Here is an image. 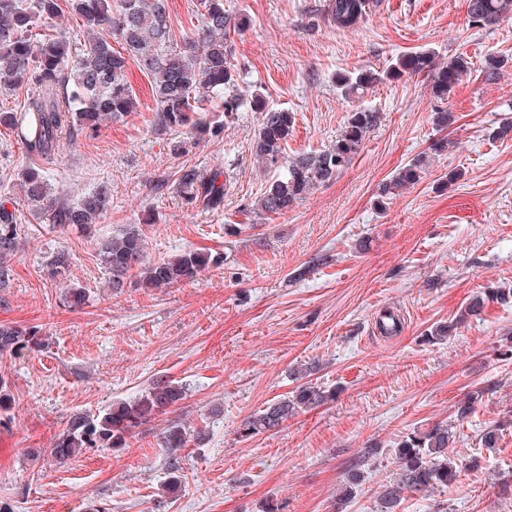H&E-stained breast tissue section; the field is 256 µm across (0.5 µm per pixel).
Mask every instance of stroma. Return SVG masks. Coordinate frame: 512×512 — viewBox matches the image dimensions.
Segmentation results:
<instances>
[{"instance_id":"1","label":"stroma","mask_w":512,"mask_h":512,"mask_svg":"<svg viewBox=\"0 0 512 512\" xmlns=\"http://www.w3.org/2000/svg\"><path fill=\"white\" fill-rule=\"evenodd\" d=\"M329 0H224L246 14L233 35L241 90L260 87L269 104L295 114L287 155L318 152L358 107L378 112L363 149L330 184L282 215L254 204L274 173L254 155L258 113L244 108L209 118L218 137L189 151L179 134H156V102L138 68L129 79L136 112L78 137L42 168L52 187L75 199L97 186L112 208L95 236L52 224L20 203L15 174L29 165L22 145L0 129V198L19 201L27 233L0 287V324L38 327V352L0 355V378L13 398L0 435V501L13 512H332L345 472L363 477L345 512H376L380 485L394 477V447L445 422L454 451L478 459L445 492L409 496L397 512H512L499 482L512 478V428L496 447L480 443L496 421L512 419V304L486 303L456 335L429 343L425 333L453 319L475 292L512 287V140L489 134L512 118V17L475 25L467 0H374L354 31L336 28ZM431 49L440 59L464 52L472 70L446 106L457 118L448 149L431 154L423 179L374 204L379 186L440 137L438 101L420 74L387 81L364 97L336 88L337 73L385 69L401 54ZM506 64L496 80L481 69ZM220 172L224 209L185 203L184 170ZM458 178L441 186L449 171ZM139 225L148 260L189 250L217 255L195 278L165 288H110L99 239ZM71 264L51 275L55 253ZM86 290L78 308L67 288ZM398 335L381 332L385 310ZM318 362L308 379L330 400L302 409L276 432L243 438L239 429L267 404L290 396L293 369ZM159 381L185 398L143 425L119 448L85 449L67 463L43 455L72 415L103 416ZM485 394L458 418L474 388ZM201 433L182 449L180 486L167 489L161 433L171 425ZM379 444L362 461L365 446Z\"/></svg>"}]
</instances>
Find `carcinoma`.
<instances>
[{"label":"carcinoma","mask_w":512,"mask_h":512,"mask_svg":"<svg viewBox=\"0 0 512 512\" xmlns=\"http://www.w3.org/2000/svg\"><path fill=\"white\" fill-rule=\"evenodd\" d=\"M82 20L83 43L78 44L54 27L53 20L63 9ZM369 8L368 0H331L328 10L336 27L357 28ZM472 22L493 23L512 15V0H468ZM198 26L176 39L168 0H0V93L26 88L19 112L0 110V127L16 134L26 154L51 160L66 145H74L79 135L93 137L107 121L118 120L136 111L137 99L129 80L130 64L149 79L157 103L153 127L160 134L189 130L194 136H216L221 129L206 117L204 104L224 98V111L243 106L261 116L255 137V157L267 170L286 167L283 175L269 182L256 203L260 214H284L295 208L314 188L331 183L363 147L366 136L377 125L378 113L357 109L336 141L324 150L284 159L285 146L292 135L294 113L268 106L265 95L237 92L235 64L231 62L230 34L245 29L249 19L224 8V0H198ZM117 43L121 49L113 48ZM471 73V60L458 53L439 63L432 51L401 55L383 71L361 69L336 74V85L348 97H358L374 85L403 76H431L432 94L440 102L448 100L462 76ZM426 154L420 153L402 166L377 191L374 204L382 209L386 199L405 187L417 184L426 171ZM221 173H182L178 188L189 205L206 210L224 208ZM23 202L35 216L49 215L53 223L91 232L112 207V192L98 186L74 200L57 194L42 170L27 166L18 173ZM9 199L0 200V286L9 279L8 260L15 255L25 235L19 210L8 208ZM145 239L131 224L121 233L103 241L101 262L110 274L109 285L120 289L133 270L139 288L170 286L194 278L214 261L212 255L187 251L167 260L145 261ZM489 300L501 304L512 301V288H487L461 309L460 315L426 333L428 340L448 336L457 326L478 317ZM45 342L30 329L0 325V354L17 355L40 349ZM484 388L469 391L458 406L466 417L482 400ZM184 399L181 387L162 381L129 402L120 401L103 417L83 414L71 417L68 427L44 452L64 463L84 448H116L125 444L133 431ZM327 396L312 386L297 387L291 399L275 402L245 419L240 434L251 437L274 432L297 409L325 402ZM512 426L498 421L481 436L484 447L494 448L499 432ZM168 449V468L179 470L177 451L188 447L184 428L172 425L163 433ZM454 435L448 425L437 423L425 432L410 433L394 448L396 476L382 486L377 512H395L410 494L429 497L458 481L459 476L478 467L474 459L449 455ZM361 472L352 469L344 479L333 512H344Z\"/></svg>","instance_id":"carcinoma-1"}]
</instances>
